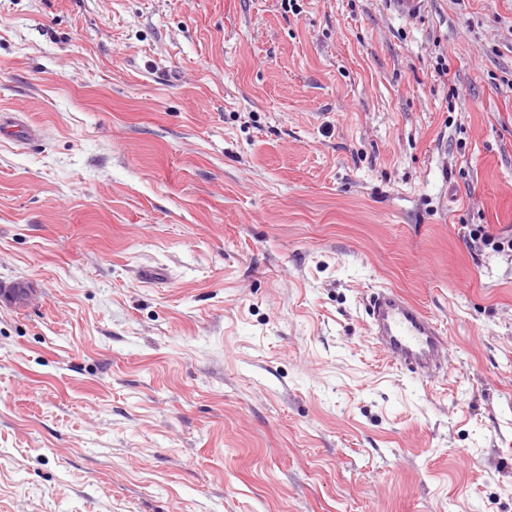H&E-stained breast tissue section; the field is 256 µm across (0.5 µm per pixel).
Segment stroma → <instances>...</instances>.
I'll use <instances>...</instances> for the list:
<instances>
[{"label":"stroma","instance_id":"35a3bbf8","mask_svg":"<svg viewBox=\"0 0 512 512\" xmlns=\"http://www.w3.org/2000/svg\"><path fill=\"white\" fill-rule=\"evenodd\" d=\"M0 111V512H512V0H0ZM468 237L475 250L480 252L491 249L495 253L512 255V234L494 236L489 234L481 224H473L468 230ZM370 331L379 350L401 369L425 374L447 366L441 333L419 306L395 291H378L370 300Z\"/></svg>","mask_w":512,"mask_h":512}]
</instances>
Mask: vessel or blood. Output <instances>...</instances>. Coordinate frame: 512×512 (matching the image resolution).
Segmentation results:
<instances>
[{
    "instance_id": "b4317fda",
    "label": "vessel or blood",
    "mask_w": 512,
    "mask_h": 512,
    "mask_svg": "<svg viewBox=\"0 0 512 512\" xmlns=\"http://www.w3.org/2000/svg\"><path fill=\"white\" fill-rule=\"evenodd\" d=\"M370 331L379 350L394 365L425 374L447 366L441 333L419 306L395 291H379L370 300Z\"/></svg>"
}]
</instances>
